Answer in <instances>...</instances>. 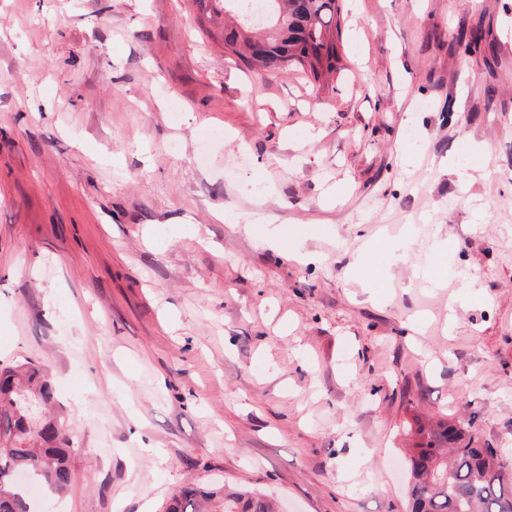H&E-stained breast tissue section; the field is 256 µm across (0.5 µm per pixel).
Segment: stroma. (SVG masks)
Returning a JSON list of instances; mask_svg holds the SVG:
<instances>
[{
	"label": "stroma",
	"mask_w": 512,
	"mask_h": 512,
	"mask_svg": "<svg viewBox=\"0 0 512 512\" xmlns=\"http://www.w3.org/2000/svg\"><path fill=\"white\" fill-rule=\"evenodd\" d=\"M344 17L318 93L196 0H0V365L48 369L74 443L45 512H405L440 419L512 469V0ZM168 512H275L274 504L253 491L185 487L173 494Z\"/></svg>",
	"instance_id": "stroma-1"
}]
</instances>
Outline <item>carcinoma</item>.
Segmentation results:
<instances>
[{
    "label": "carcinoma",
    "instance_id": "cac0c4a2",
    "mask_svg": "<svg viewBox=\"0 0 512 512\" xmlns=\"http://www.w3.org/2000/svg\"><path fill=\"white\" fill-rule=\"evenodd\" d=\"M241 0H199L203 17L221 28L224 55L247 69L299 70L316 88L340 69L343 6L339 0H264L258 29L245 20ZM40 402L44 417L28 423L23 396ZM54 390L47 371L27 359L0 368V512H38L28 487L11 474L28 470L31 484L61 494L71 481L73 443L50 406ZM406 459L408 512H512V471L500 451L479 448L471 430L439 421ZM168 512H275L253 491L185 487L173 494Z\"/></svg>",
    "mask_w": 512,
    "mask_h": 512
}]
</instances>
